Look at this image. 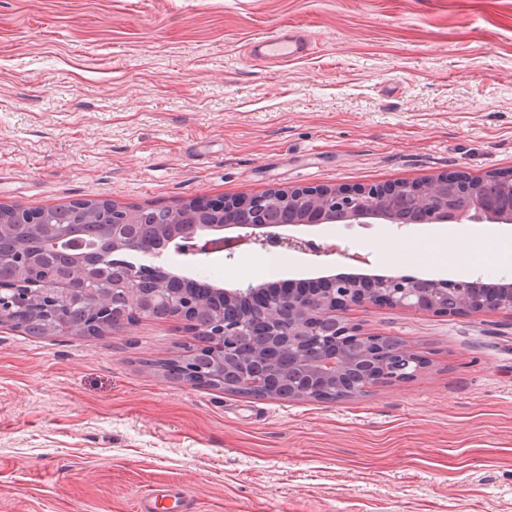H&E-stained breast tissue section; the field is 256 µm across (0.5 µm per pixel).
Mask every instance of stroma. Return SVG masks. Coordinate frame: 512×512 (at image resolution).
Masks as SVG:
<instances>
[{
    "instance_id": "1",
    "label": "stroma",
    "mask_w": 512,
    "mask_h": 512,
    "mask_svg": "<svg viewBox=\"0 0 512 512\" xmlns=\"http://www.w3.org/2000/svg\"><path fill=\"white\" fill-rule=\"evenodd\" d=\"M292 30L283 66L251 42ZM512 172V0H0V207L124 208ZM281 234L283 279L512 281V224L327 223ZM481 237L467 265L411 268L410 240ZM359 253L364 263L347 261ZM257 253L133 255L244 287ZM236 270V279L224 278ZM425 365L340 401L169 377L198 340L142 318L98 337L0 324V512H512V311L350 308Z\"/></svg>"
}]
</instances>
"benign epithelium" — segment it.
I'll return each mask as SVG.
<instances>
[{"label": "benign epithelium", "mask_w": 512, "mask_h": 512, "mask_svg": "<svg viewBox=\"0 0 512 512\" xmlns=\"http://www.w3.org/2000/svg\"><path fill=\"white\" fill-rule=\"evenodd\" d=\"M453 190L466 188L477 194V185L464 182L462 175H438L420 184H394L373 187L318 189H271L266 193L240 199H210L188 202L180 206L178 223L163 226L160 238L145 246L128 233L132 224H145L149 215L144 210L109 209L96 205L100 221L111 228L112 266H124L129 274L112 280L108 292L93 293L87 285L93 282L100 268L85 263L79 255L65 266L46 262V243L51 237L63 242V229L48 223L39 209L15 208L10 217L0 214V233L8 230L19 234L21 245L8 255L0 254V263L7 262L16 271V279L0 285V314L32 311L33 305L62 323L66 308L84 303L88 322L82 335L96 336L109 327H122L136 317L151 314L164 303L173 310V318L199 336L210 341L187 351L180 360L182 370L194 383L227 381L242 393H263L273 397L282 393L275 372L237 367L227 357L235 348L252 345L256 353L272 366L278 365V352L288 343L297 349L301 373L288 381V399H312L336 391L342 399L368 391L382 382H405L413 378L420 365L416 354L407 345L389 336L357 334L340 311L356 306L386 304L415 311L437 313H480L488 309L512 310V283H503L487 290L480 281H449L435 278L400 276L330 275L321 288H290L283 290L269 285L266 290L252 284L245 288H201L194 282L160 268L136 266L123 259L130 252L149 253L180 240L187 243L193 256L210 255L228 246H257L262 250L280 248L290 252H314L331 255L336 246L314 247L310 241L283 236L271 231L274 224L267 212L277 203H286L294 210L292 225L323 224L336 214H343L346 224H369L373 220L401 224L403 220L385 211L383 197L387 193L407 190L416 206H432L430 224L460 223L448 196L431 194L439 187ZM209 212L213 224L199 223L198 213ZM473 223L512 224V206L503 210L478 207L471 217ZM248 228L244 236H221L219 232ZM212 363L205 371L197 364L201 352Z\"/></svg>", "instance_id": "1"}]
</instances>
